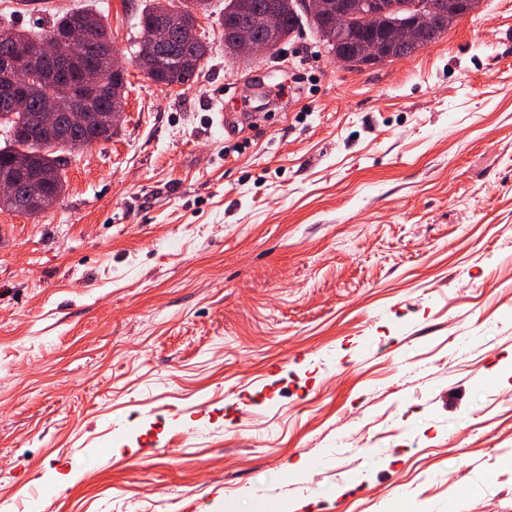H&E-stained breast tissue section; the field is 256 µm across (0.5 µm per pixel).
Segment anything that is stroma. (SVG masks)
<instances>
[{
    "instance_id": "obj_1",
    "label": "stroma",
    "mask_w": 512,
    "mask_h": 512,
    "mask_svg": "<svg viewBox=\"0 0 512 512\" xmlns=\"http://www.w3.org/2000/svg\"><path fill=\"white\" fill-rule=\"evenodd\" d=\"M148 2L0 0L102 16L128 86L0 211V512H512V0L362 72L308 26L243 62L210 0L172 86Z\"/></svg>"
}]
</instances>
